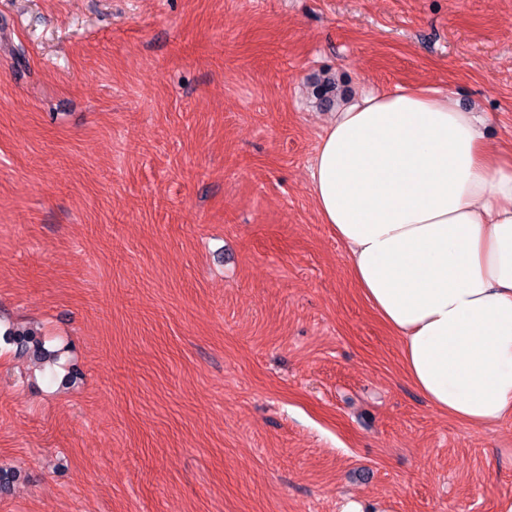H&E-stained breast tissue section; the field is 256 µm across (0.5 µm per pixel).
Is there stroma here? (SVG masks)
<instances>
[{"mask_svg":"<svg viewBox=\"0 0 512 512\" xmlns=\"http://www.w3.org/2000/svg\"><path fill=\"white\" fill-rule=\"evenodd\" d=\"M398 86L512 143V0H0V512H512L310 193ZM3 336H5L7 341H12L18 346L20 345L21 348L24 347L25 350L32 351L33 356L39 361L48 362L55 359V354L48 351L32 331L21 329L8 330Z\"/></svg>","mask_w":512,"mask_h":512,"instance_id":"obj_1","label":"stroma"}]
</instances>
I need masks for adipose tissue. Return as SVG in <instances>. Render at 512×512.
<instances>
[{"label": "adipose tissue", "mask_w": 512, "mask_h": 512, "mask_svg": "<svg viewBox=\"0 0 512 512\" xmlns=\"http://www.w3.org/2000/svg\"><path fill=\"white\" fill-rule=\"evenodd\" d=\"M308 174L412 386L474 427L511 418L512 148L450 94L367 90L326 127Z\"/></svg>", "instance_id": "obj_1"}]
</instances>
